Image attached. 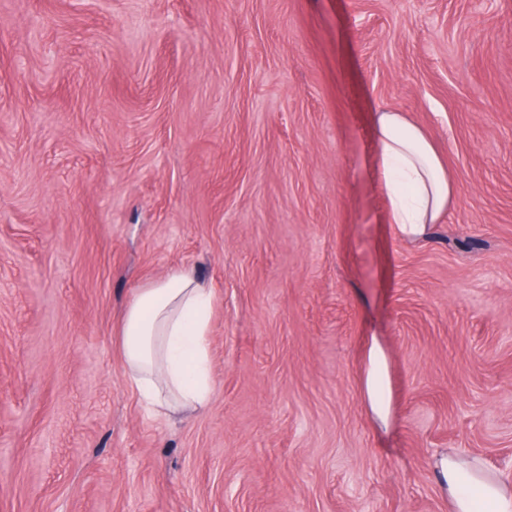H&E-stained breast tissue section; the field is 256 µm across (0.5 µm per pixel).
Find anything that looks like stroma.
<instances>
[{
    "label": "stroma",
    "instance_id": "1",
    "mask_svg": "<svg viewBox=\"0 0 512 512\" xmlns=\"http://www.w3.org/2000/svg\"><path fill=\"white\" fill-rule=\"evenodd\" d=\"M380 106L456 184L417 240ZM181 266L213 391L155 417L117 322ZM460 450L512 474V0H0V512H448ZM387 356L377 337L371 336L364 352L361 394L365 408L378 430H388L395 420L392 396L386 383Z\"/></svg>",
    "mask_w": 512,
    "mask_h": 512
}]
</instances>
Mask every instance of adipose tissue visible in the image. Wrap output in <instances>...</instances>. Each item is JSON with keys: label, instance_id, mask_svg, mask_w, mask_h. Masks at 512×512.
Returning a JSON list of instances; mask_svg holds the SVG:
<instances>
[{"label": "adipose tissue", "instance_id": "ef3b65f1", "mask_svg": "<svg viewBox=\"0 0 512 512\" xmlns=\"http://www.w3.org/2000/svg\"><path fill=\"white\" fill-rule=\"evenodd\" d=\"M376 153L401 237H423L448 212L455 183L428 133L405 113L382 109L374 117ZM215 295L188 269L138 288L121 318L119 347L128 381L156 412L198 409L212 394L209 336ZM387 356L377 337L364 352L361 394L377 429L394 423L386 383ZM448 512H512V483L478 457L449 453L440 463Z\"/></svg>", "mask_w": 512, "mask_h": 512}]
</instances>
